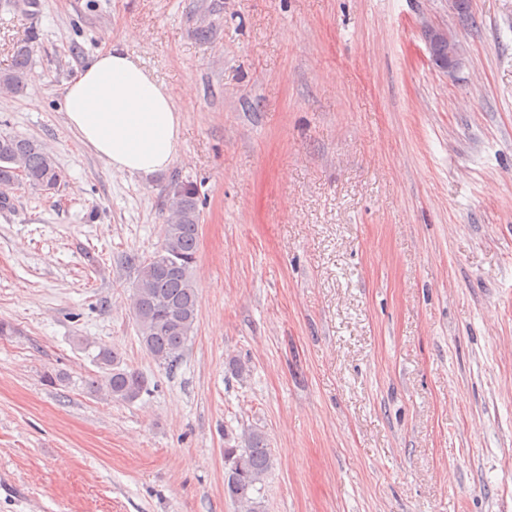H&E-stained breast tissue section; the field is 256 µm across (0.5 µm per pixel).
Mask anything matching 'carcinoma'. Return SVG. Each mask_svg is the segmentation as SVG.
Returning <instances> with one entry per match:
<instances>
[{"mask_svg": "<svg viewBox=\"0 0 512 512\" xmlns=\"http://www.w3.org/2000/svg\"><path fill=\"white\" fill-rule=\"evenodd\" d=\"M13 14L35 18L40 0H4ZM39 30L31 25L26 37L13 48L11 65L0 70V89L21 95L27 89V75ZM62 174L53 155L38 141L0 134V204L8 191L26 184L33 190L54 191ZM168 217L163 225L164 243L146 258L128 257L137 276L132 287L130 310L141 344L160 365L173 368L191 339L200 303L194 280L199 250L200 211L196 189L181 184L166 200ZM94 362L103 375L91 383L114 401L132 403L148 391V380L140 372L122 366L114 351L101 350ZM230 463L224 478V493L237 512H264L260 484L272 467L266 434L253 429L245 433L243 445L226 448Z\"/></svg>", "mask_w": 512, "mask_h": 512, "instance_id": "obj_1", "label": "carcinoma"}]
</instances>
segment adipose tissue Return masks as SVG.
I'll use <instances>...</instances> for the list:
<instances>
[{"label":"adipose tissue","instance_id":"1","mask_svg":"<svg viewBox=\"0 0 512 512\" xmlns=\"http://www.w3.org/2000/svg\"><path fill=\"white\" fill-rule=\"evenodd\" d=\"M61 109L110 174L150 175L176 156L182 122L174 99L122 46L104 48L76 70Z\"/></svg>","mask_w":512,"mask_h":512}]
</instances>
